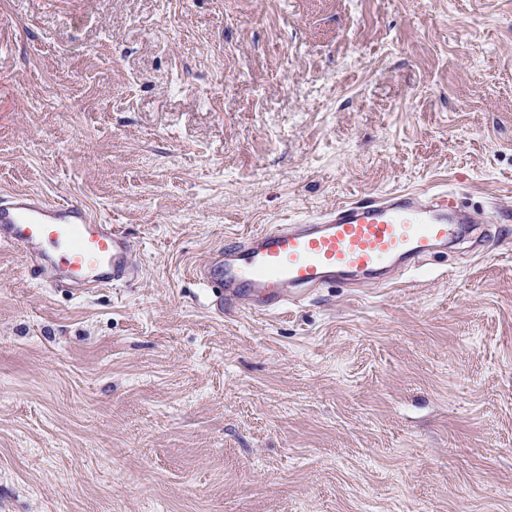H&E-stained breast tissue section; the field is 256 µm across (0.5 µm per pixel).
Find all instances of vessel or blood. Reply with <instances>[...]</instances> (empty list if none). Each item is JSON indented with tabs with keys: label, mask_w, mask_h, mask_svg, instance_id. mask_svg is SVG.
Wrapping results in <instances>:
<instances>
[{
	"label": "vessel or blood",
	"mask_w": 512,
	"mask_h": 512,
	"mask_svg": "<svg viewBox=\"0 0 512 512\" xmlns=\"http://www.w3.org/2000/svg\"><path fill=\"white\" fill-rule=\"evenodd\" d=\"M505 219L495 210L471 211L444 190L356 194L317 217L235 238L199 274L213 288L217 310L270 314L313 288L370 277L391 284L467 236L480 253L477 227ZM0 243L30 259L40 281L56 273L69 286L105 288L139 274L135 246L120 227L71 198L1 195Z\"/></svg>",
	"instance_id": "1"
}]
</instances>
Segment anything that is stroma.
I'll list each match as a JSON object with an SVG mask.
<instances>
[{
  "label": "stroma",
  "instance_id": "stroma-1",
  "mask_svg": "<svg viewBox=\"0 0 512 512\" xmlns=\"http://www.w3.org/2000/svg\"><path fill=\"white\" fill-rule=\"evenodd\" d=\"M395 189L512 210V0H0V194L140 266L74 296L0 243V512H512V223L266 315L196 274Z\"/></svg>",
  "mask_w": 512,
  "mask_h": 512
}]
</instances>
